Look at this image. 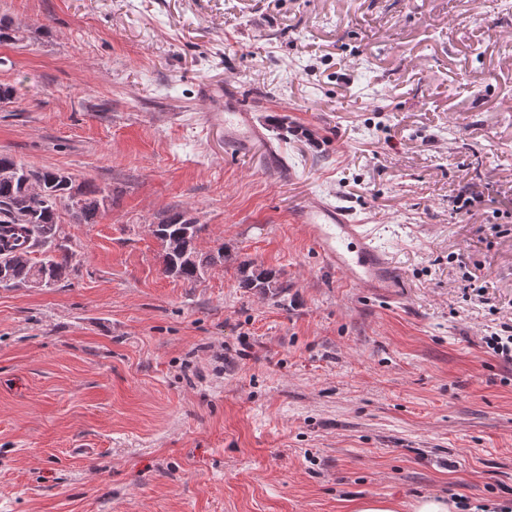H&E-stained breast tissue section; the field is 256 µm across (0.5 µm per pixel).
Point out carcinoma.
<instances>
[{"label":"carcinoma","instance_id":"obj_1","mask_svg":"<svg viewBox=\"0 0 512 512\" xmlns=\"http://www.w3.org/2000/svg\"><path fill=\"white\" fill-rule=\"evenodd\" d=\"M108 196L93 184L76 182L59 169L34 167L0 154V273L6 288H29L43 279L61 282L71 275L73 253L58 239L60 211L77 224H95ZM203 225L186 209H175L149 231L161 245L164 272L188 283L199 281L218 263L224 247L203 253L197 239ZM239 285L280 297L288 283L277 271L261 265L238 268Z\"/></svg>","mask_w":512,"mask_h":512}]
</instances>
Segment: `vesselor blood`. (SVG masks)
Segmentation results:
<instances>
[{
  "label": "vessel or blood",
  "mask_w": 512,
  "mask_h": 512,
  "mask_svg": "<svg viewBox=\"0 0 512 512\" xmlns=\"http://www.w3.org/2000/svg\"><path fill=\"white\" fill-rule=\"evenodd\" d=\"M224 125V137L239 151L262 141L264 134L251 112L236 99L225 98L214 112ZM305 225L323 263L345 274L352 282L377 297H389L400 287L386 253L375 245L364 225L355 223L349 212L320 198L312 199L296 216Z\"/></svg>",
  "instance_id": "1"
}]
</instances>
